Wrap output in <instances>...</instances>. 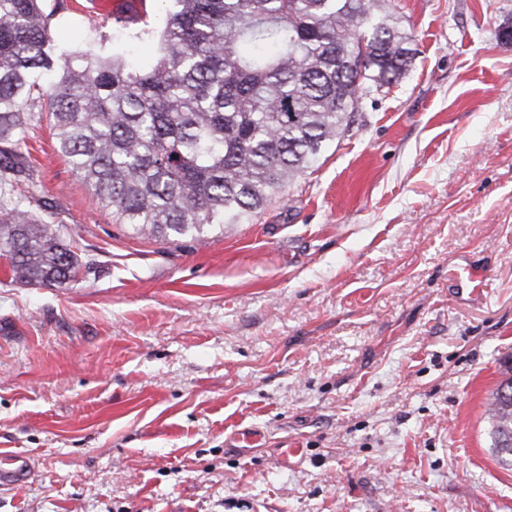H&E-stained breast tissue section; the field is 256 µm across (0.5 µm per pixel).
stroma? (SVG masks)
<instances>
[{"mask_svg": "<svg viewBox=\"0 0 512 512\" xmlns=\"http://www.w3.org/2000/svg\"><path fill=\"white\" fill-rule=\"evenodd\" d=\"M418 55L250 224L115 223L48 122L12 159L87 269L0 262V512H512V0H393ZM55 43L111 23L59 6ZM484 288L467 294L464 268ZM505 370V375L509 374V377L501 382L495 392L489 415L493 425L494 451L502 461L512 464V364ZM32 473L30 462L20 455H3L0 460V485H22Z\"/></svg>", "mask_w": 512, "mask_h": 512, "instance_id": "stroma-1", "label": "stroma"}]
</instances>
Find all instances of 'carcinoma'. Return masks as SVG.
I'll return each mask as SVG.
<instances>
[{
    "mask_svg": "<svg viewBox=\"0 0 512 512\" xmlns=\"http://www.w3.org/2000/svg\"><path fill=\"white\" fill-rule=\"evenodd\" d=\"M44 0H0V145L28 135L23 111L51 76L56 148L113 217L145 238L201 242L250 224L340 141L367 101L413 65L392 0H168L145 68L95 48L51 52ZM0 148V257L12 280L66 287L81 259L28 207L33 192ZM489 409L493 448L512 464V365Z\"/></svg>",
    "mask_w": 512,
    "mask_h": 512,
    "instance_id": "obj_1",
    "label": "carcinoma"
}]
</instances>
